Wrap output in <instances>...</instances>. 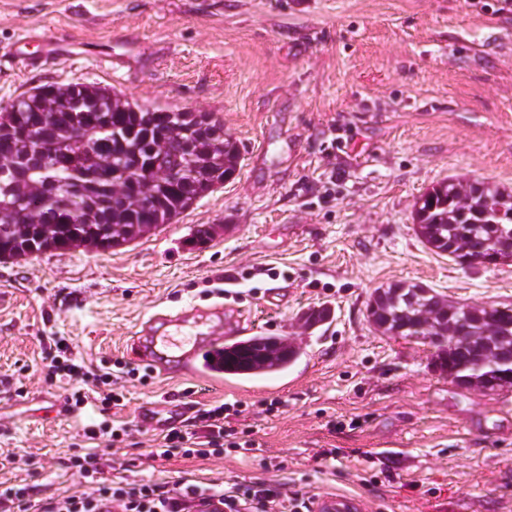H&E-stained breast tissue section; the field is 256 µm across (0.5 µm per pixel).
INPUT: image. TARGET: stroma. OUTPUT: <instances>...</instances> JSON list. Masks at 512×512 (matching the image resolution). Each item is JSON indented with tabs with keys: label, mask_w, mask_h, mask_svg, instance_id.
<instances>
[{
	"label": "stroma",
	"mask_w": 512,
	"mask_h": 512,
	"mask_svg": "<svg viewBox=\"0 0 512 512\" xmlns=\"http://www.w3.org/2000/svg\"><path fill=\"white\" fill-rule=\"evenodd\" d=\"M42 61L10 57L18 34ZM121 59L100 69L94 52ZM54 83H94L145 107L207 112L242 152L214 192L130 244L0 263V485L85 490L41 348L62 336L85 364L128 359L137 324L189 303H224L256 334L304 350L278 378L213 384L194 401H241L259 450L161 458L138 407L188 377L127 383L112 454L128 481L186 472L218 488L284 482L289 497L334 493L362 512H512V391L451 383L429 345L367 320L376 288L419 283L448 299L512 303V264L462 268L413 221L448 178L512 188V0H0V105ZM217 232L193 244L196 225ZM276 288L288 299L267 305ZM329 307L325 323L301 315ZM330 458H323V451ZM283 460L284 470L271 466Z\"/></svg>",
	"instance_id": "1"
}]
</instances>
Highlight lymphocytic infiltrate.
<instances>
[{
  "mask_svg": "<svg viewBox=\"0 0 512 512\" xmlns=\"http://www.w3.org/2000/svg\"><path fill=\"white\" fill-rule=\"evenodd\" d=\"M45 379L54 384L70 381L64 400L69 407L96 402L103 420L82 429L85 452L68 459L69 468L92 482L90 490L67 496L33 499L30 492H0V512H15L26 506L30 512H204L211 504H219L224 512H294L291 500L280 486L261 484L248 488L231 487L217 491L195 479L180 476L171 481L129 483L109 478L106 463L93 444L108 439L111 445L125 443L130 430L127 425L114 424L108 414L119 405L124 395L122 380L137 378V371L128 369L121 360L96 369L77 364L72 346L65 339L50 345ZM242 411L239 403L224 402L198 407L187 424L167 430L156 440L157 456L168 458L178 454L190 457H220L225 450L251 452L255 442L239 439L237 422Z\"/></svg>",
  "mask_w": 512,
  "mask_h": 512,
  "instance_id": "1",
  "label": "lymphocytic infiltrate"
}]
</instances>
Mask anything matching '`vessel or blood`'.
I'll list each match as a JSON object with an SVG mask.
<instances>
[{"mask_svg":"<svg viewBox=\"0 0 512 512\" xmlns=\"http://www.w3.org/2000/svg\"><path fill=\"white\" fill-rule=\"evenodd\" d=\"M246 335L235 309L219 303L152 315L140 324L131 348L155 374L178 372L216 383L224 379L217 364L224 352L225 337L242 340ZM189 408V402L181 396L166 400L160 407L146 403L137 412V423L148 431L167 430L179 426Z\"/></svg>","mask_w":512,"mask_h":512,"instance_id":"obj_1","label":"vessel or blood"}]
</instances>
